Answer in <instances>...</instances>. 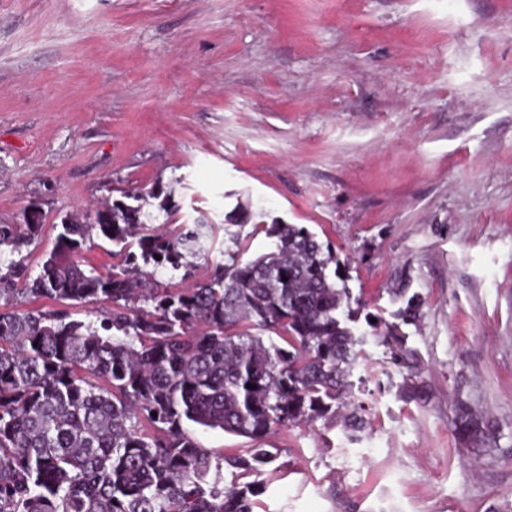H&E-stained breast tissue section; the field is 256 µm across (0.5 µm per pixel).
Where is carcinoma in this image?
Here are the masks:
<instances>
[{
	"label": "carcinoma",
	"mask_w": 512,
	"mask_h": 512,
	"mask_svg": "<svg viewBox=\"0 0 512 512\" xmlns=\"http://www.w3.org/2000/svg\"><path fill=\"white\" fill-rule=\"evenodd\" d=\"M151 199L176 208L159 182L126 190L61 217L37 275L22 257L0 274V512H253L276 454H217L188 426L251 440L318 419L357 432L365 420L350 377L372 341L407 371L402 392L420 395L398 325L358 333L341 320L351 297L331 271L336 256L306 228L272 221L274 249L245 260L249 216L233 210L224 262L199 278L194 260L209 253L213 225L155 226L144 220ZM43 225L33 203L0 224V247L21 252ZM95 235L120 258L105 272L83 268ZM20 297L58 307L22 308ZM76 304L95 318L73 317ZM454 432L476 452L486 424L460 403Z\"/></svg>",
	"instance_id": "obj_1"
}]
</instances>
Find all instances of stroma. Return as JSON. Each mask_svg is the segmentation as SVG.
I'll return each mask as SVG.
<instances>
[{"label": "stroma", "instance_id": "stroma-1", "mask_svg": "<svg viewBox=\"0 0 512 512\" xmlns=\"http://www.w3.org/2000/svg\"><path fill=\"white\" fill-rule=\"evenodd\" d=\"M174 188L176 221L264 211L331 247L400 325L424 393L370 343L349 438L273 432L254 512H512V0H0V223L33 201L38 272L60 216ZM487 425L454 435L457 403ZM457 440L474 452L480 451L486 439V424L483 418L472 412L465 404L457 406L454 421Z\"/></svg>", "mask_w": 512, "mask_h": 512}]
</instances>
